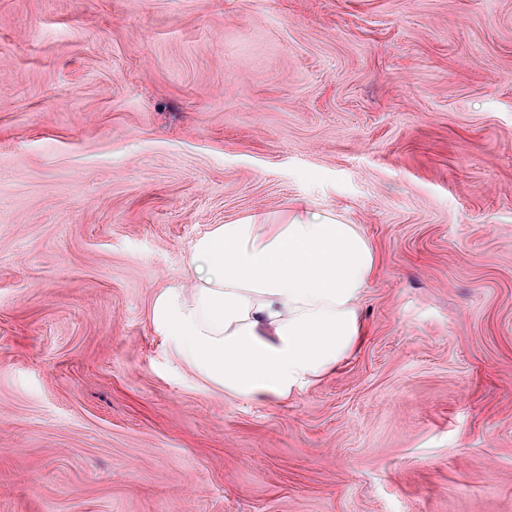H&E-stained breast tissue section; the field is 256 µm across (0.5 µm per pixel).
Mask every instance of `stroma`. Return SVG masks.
Here are the masks:
<instances>
[{
    "mask_svg": "<svg viewBox=\"0 0 512 512\" xmlns=\"http://www.w3.org/2000/svg\"><path fill=\"white\" fill-rule=\"evenodd\" d=\"M298 206L367 334L229 395L153 301ZM0 512H512V0H0Z\"/></svg>",
    "mask_w": 512,
    "mask_h": 512,
    "instance_id": "obj_1",
    "label": "stroma"
}]
</instances>
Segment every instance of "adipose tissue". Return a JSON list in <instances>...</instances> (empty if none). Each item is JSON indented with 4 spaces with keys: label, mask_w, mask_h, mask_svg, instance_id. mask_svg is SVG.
<instances>
[{
    "label": "adipose tissue",
    "mask_w": 512,
    "mask_h": 512,
    "mask_svg": "<svg viewBox=\"0 0 512 512\" xmlns=\"http://www.w3.org/2000/svg\"><path fill=\"white\" fill-rule=\"evenodd\" d=\"M191 288L164 287L151 321L174 357L240 398H288L365 336L377 257L357 225L293 208L216 225L191 246Z\"/></svg>",
    "instance_id": "obj_1"
}]
</instances>
